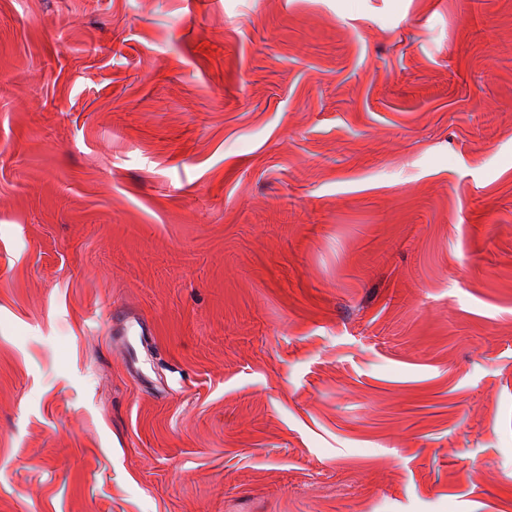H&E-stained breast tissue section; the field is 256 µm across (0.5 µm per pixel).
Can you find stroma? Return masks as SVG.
Instances as JSON below:
<instances>
[{"mask_svg":"<svg viewBox=\"0 0 512 512\" xmlns=\"http://www.w3.org/2000/svg\"><path fill=\"white\" fill-rule=\"evenodd\" d=\"M0 512H512V0H0Z\"/></svg>","mask_w":512,"mask_h":512,"instance_id":"1","label":"stroma"}]
</instances>
